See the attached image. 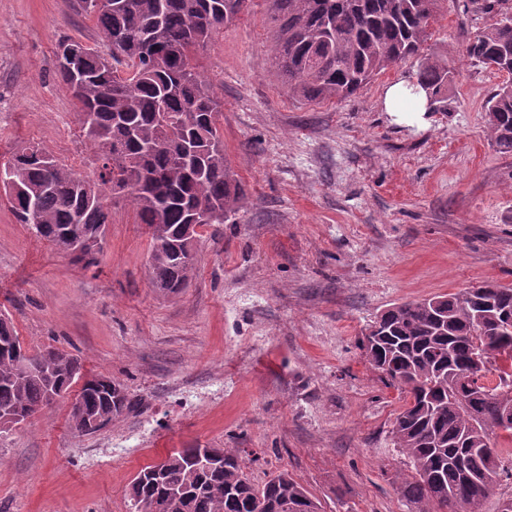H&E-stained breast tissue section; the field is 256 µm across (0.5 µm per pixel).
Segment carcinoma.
<instances>
[{"label":"carcinoma","instance_id":"cac0c4a2","mask_svg":"<svg viewBox=\"0 0 512 512\" xmlns=\"http://www.w3.org/2000/svg\"><path fill=\"white\" fill-rule=\"evenodd\" d=\"M76 0L94 15L105 56L74 38L57 46L59 81L71 95L77 121L94 157V176L77 172L32 147L0 165L16 189L8 196L19 223L71 261L98 264L103 247L75 253L69 240L90 230L106 236L111 207L121 194L137 223L151 229L152 281L170 293L194 275L196 256L181 249L182 225L198 205L222 224L244 198L224 157L221 102L199 72L198 55L252 0ZM274 47L265 71L309 102L355 95L392 64L418 54L436 19L439 0H269ZM468 57L506 73L487 102L486 124L496 150L512 155V15L486 26L467 45ZM453 82L448 63L427 58L416 83L441 101ZM457 293L397 303L377 315L379 336L362 337L366 361L404 395L390 428L407 470L392 483L419 512H488L505 470L499 440L512 441V287L485 283ZM24 350L11 319L0 314V419L52 406L50 395L80 377L78 359L46 347ZM484 368L475 389L463 392L472 357ZM132 407L92 378L70 409L71 427L84 415L105 424ZM213 466H194L181 448L141 469L129 487L134 512H322L318 498L289 473L262 485L246 474L238 448L221 449Z\"/></svg>","mask_w":512,"mask_h":512}]
</instances>
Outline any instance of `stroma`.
Instances as JSON below:
<instances>
[{
  "mask_svg": "<svg viewBox=\"0 0 512 512\" xmlns=\"http://www.w3.org/2000/svg\"><path fill=\"white\" fill-rule=\"evenodd\" d=\"M73 3L0 0V164L37 146L93 171L55 74L61 39L103 47ZM496 18L441 0L421 55L316 103L264 75L273 33L254 0L199 55L243 204L201 227L179 294L152 288L150 238L128 202L113 199L100 263L86 269L0 195V313L28 350L73 354L134 404L93 435L71 429L65 400L0 430V512H132L136 473L179 448L256 454L254 483L288 471L324 512H417L392 483L398 392L359 341L391 304L512 287V155L492 146L484 112L503 77L465 55ZM436 56L454 73L447 98L386 111V88Z\"/></svg>",
  "mask_w": 512,
  "mask_h": 512,
  "instance_id": "35a3bbf8",
  "label": "stroma"
}]
</instances>
